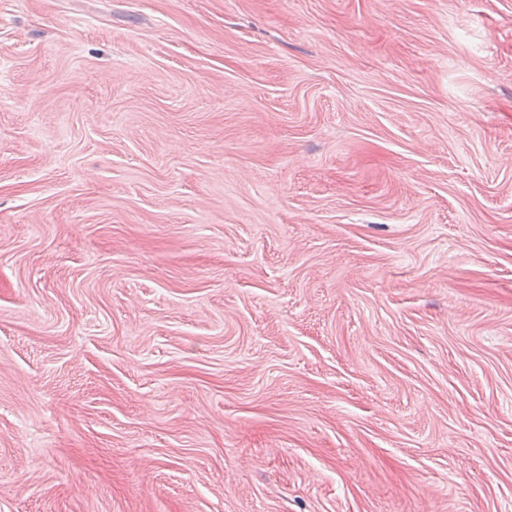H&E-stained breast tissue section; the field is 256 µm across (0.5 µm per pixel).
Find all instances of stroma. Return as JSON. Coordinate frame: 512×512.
I'll return each mask as SVG.
<instances>
[{
    "instance_id": "1",
    "label": "stroma",
    "mask_w": 512,
    "mask_h": 512,
    "mask_svg": "<svg viewBox=\"0 0 512 512\" xmlns=\"http://www.w3.org/2000/svg\"><path fill=\"white\" fill-rule=\"evenodd\" d=\"M0 512H512V0H0Z\"/></svg>"
}]
</instances>
